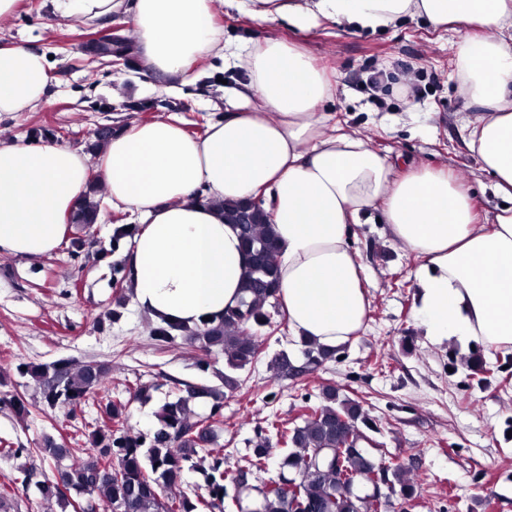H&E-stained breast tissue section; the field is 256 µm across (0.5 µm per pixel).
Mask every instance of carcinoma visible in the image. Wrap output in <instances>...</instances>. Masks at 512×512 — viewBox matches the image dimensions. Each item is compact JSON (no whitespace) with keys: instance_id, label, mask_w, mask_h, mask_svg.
I'll return each instance as SVG.
<instances>
[{"instance_id":"carcinoma-1","label":"carcinoma","mask_w":512,"mask_h":512,"mask_svg":"<svg viewBox=\"0 0 512 512\" xmlns=\"http://www.w3.org/2000/svg\"><path fill=\"white\" fill-rule=\"evenodd\" d=\"M90 189L72 215L75 224H92L100 201ZM251 223H243L245 216ZM228 220L238 230L242 245L251 257L241 298L236 307L209 321L203 330L161 321L150 328L154 344L166 347L177 339L199 348L203 356L196 361L201 372L210 369L213 349L224 351V388L234 392L240 387L237 374L260 356L259 338L272 326V315L280 313L277 298V240L272 232L266 208L249 199L233 206ZM135 226L118 224L110 245L116 251L133 236ZM300 358L282 351L271 361L279 379H288L296 371L312 374L335 358L336 350L326 349L304 339L295 341ZM472 375L490 371L477 349L465 360ZM16 370L38 382L42 411L66 408L75 412L85 397L103 384L108 367L97 361L75 365L69 359L45 364L20 362ZM205 398L212 401L211 413L221 411L223 394L209 385H187L176 399L167 401L158 414V424L149 434L134 432L127 424V406L116 401L103 409L109 422L95 428L85 438L96 456L84 461L70 460V449L48 437L37 448L48 467L39 489L47 500L79 512L85 497L97 500L105 512H198L202 506L220 512H240L239 497L229 492L237 478L245 475L251 483L241 490L258 491L262 512H398L403 502L418 497L419 484L408 476L406 468L387 453L375 456L359 439L377 430L375 419L361 400L342 397L333 386L321 389L318 401L302 406L300 422L280 432L287 452L278 463L276 478L259 481L274 448L268 437H259L250 454L241 458L233 470L224 469V449L216 447L217 425L195 417L190 403ZM0 405L20 416L30 413L22 396L5 394ZM198 469L208 497L173 492L185 468ZM382 481L387 496L378 498L368 492L354 494L344 489L348 481Z\"/></svg>"}]
</instances>
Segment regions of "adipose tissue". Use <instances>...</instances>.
I'll return each instance as SVG.
<instances>
[{
	"instance_id": "1",
	"label": "adipose tissue",
	"mask_w": 512,
	"mask_h": 512,
	"mask_svg": "<svg viewBox=\"0 0 512 512\" xmlns=\"http://www.w3.org/2000/svg\"><path fill=\"white\" fill-rule=\"evenodd\" d=\"M258 22L301 30L330 20L375 31L405 19L460 34L458 89L481 113L468 148L494 177L490 223L447 173L404 177L356 132L312 119L332 81L301 49L269 39L241 60L237 111L190 135L160 116L112 134L96 159L113 208L136 213L126 253L134 305L158 320L203 328L237 305L248 259L224 207L269 199L278 242L279 299L296 335L345 344L370 300L351 241L381 211L390 235L415 254L417 312L434 342L512 346V0H234ZM79 22L129 18L147 72L186 79L197 58L224 55L215 0H61ZM44 53L0 47V113L31 112L49 84ZM85 154L55 144L0 143V253L35 259L65 240L89 188Z\"/></svg>"
}]
</instances>
